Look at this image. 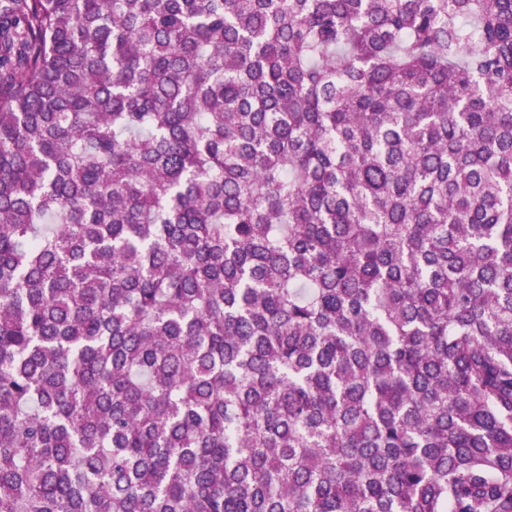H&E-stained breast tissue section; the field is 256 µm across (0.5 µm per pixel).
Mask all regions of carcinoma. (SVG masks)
Returning a JSON list of instances; mask_svg holds the SVG:
<instances>
[{
	"instance_id": "1",
	"label": "carcinoma",
	"mask_w": 512,
	"mask_h": 512,
	"mask_svg": "<svg viewBox=\"0 0 512 512\" xmlns=\"http://www.w3.org/2000/svg\"><path fill=\"white\" fill-rule=\"evenodd\" d=\"M0 512H512V0H0Z\"/></svg>"
}]
</instances>
